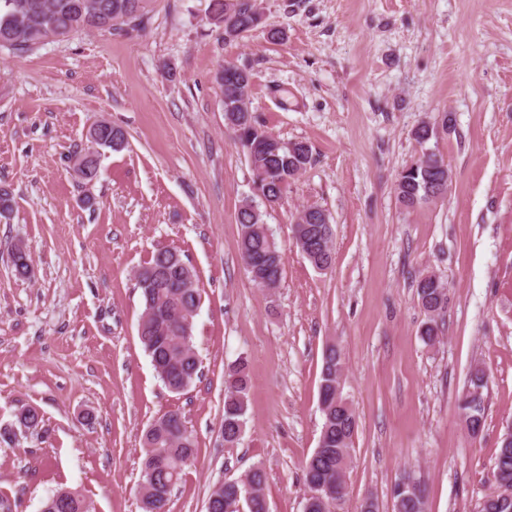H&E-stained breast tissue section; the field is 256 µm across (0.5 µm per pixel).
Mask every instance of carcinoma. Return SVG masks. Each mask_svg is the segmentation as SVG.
<instances>
[{"label": "carcinoma", "instance_id": "carcinoma-1", "mask_svg": "<svg viewBox=\"0 0 512 512\" xmlns=\"http://www.w3.org/2000/svg\"><path fill=\"white\" fill-rule=\"evenodd\" d=\"M147 0H0V49L25 54L47 43L48 34L68 36L72 32L127 31L144 27ZM227 0H214L211 20L219 24L234 21V26L249 32L253 18L245 10L228 14ZM250 86L239 97L224 104L225 115L249 112L247 102ZM237 143L251 163L252 171L263 175L261 191L271 202L282 199L295 172L311 161V149L303 141L293 143L295 151L281 145L272 134L245 123L233 127ZM122 128L112 125L100 129L98 146L115 150L125 143ZM445 165L442 156L425 151L419 159L399 175L395 191L406 209L441 198L439 180ZM325 211L313 206L294 224V238L307 245L305 257L317 270L332 261L333 229L325 226ZM240 227L239 253L248 265L251 280L259 287L277 286L282 270V254L261 213L249 202L237 212ZM33 259L30 251L10 260L12 273L30 278ZM141 290L143 313L138 335L152 366L165 387L175 393L187 389L200 372V360L193 345V319L201 303L195 288L192 267L175 251L161 248L136 273ZM417 295L428 316L421 329L422 339L434 344L438 338L437 318L447 304L445 284L437 277L423 275L417 281ZM343 369L341 353L329 345L323 353L320 387L334 394L341 391L339 374ZM341 407L329 404L321 408L323 424L318 447L303 470L307 492L314 491L319 481L334 487L342 486L345 473L339 470L342 459L349 457L352 434L357 430V416L344 396ZM248 408L247 361L241 357L224 372V417L221 436L224 443L234 445L241 439ZM460 413L474 431L482 429L485 400L459 404ZM144 458L141 468L139 495L142 512H167L174 488L180 483L183 468L192 455L194 444L182 414L170 411L159 417L146 431L143 439ZM494 469L501 470L512 480V444L501 438ZM420 488V497L409 506L398 504L400 495H392L393 512H426L423 483L408 475ZM266 472L261 464L254 465L243 476L216 482L207 498V512H267L262 494ZM66 508L58 507L54 496L42 504V512H89V505L76 491L62 490ZM479 512H512V498L488 496L479 505Z\"/></svg>", "mask_w": 512, "mask_h": 512}]
</instances>
